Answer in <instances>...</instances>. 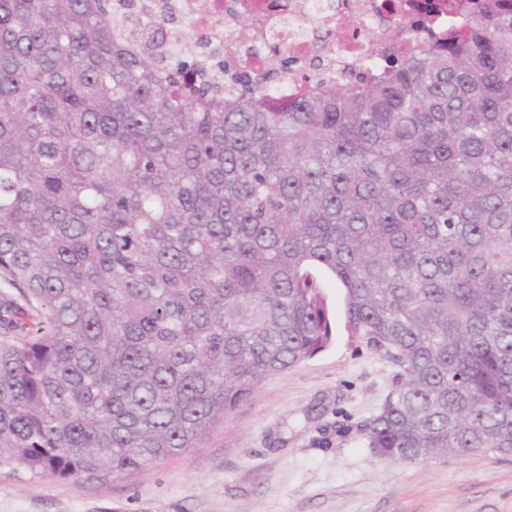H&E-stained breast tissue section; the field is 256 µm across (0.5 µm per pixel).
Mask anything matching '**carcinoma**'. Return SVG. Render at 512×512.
Instances as JSON below:
<instances>
[{
  "instance_id": "cac0c4a2",
  "label": "carcinoma",
  "mask_w": 512,
  "mask_h": 512,
  "mask_svg": "<svg viewBox=\"0 0 512 512\" xmlns=\"http://www.w3.org/2000/svg\"><path fill=\"white\" fill-rule=\"evenodd\" d=\"M287 104L155 48L172 17L0 0V471L131 475L349 335L392 462L512 455V0Z\"/></svg>"
}]
</instances>
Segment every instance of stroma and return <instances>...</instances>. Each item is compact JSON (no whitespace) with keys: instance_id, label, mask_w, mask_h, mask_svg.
Masks as SVG:
<instances>
[{"instance_id":"1","label":"stroma","mask_w":512,"mask_h":512,"mask_svg":"<svg viewBox=\"0 0 512 512\" xmlns=\"http://www.w3.org/2000/svg\"><path fill=\"white\" fill-rule=\"evenodd\" d=\"M396 366L337 330L266 379L203 444L134 475L79 483L0 472V512H512V456L386 462L357 424Z\"/></svg>"}]
</instances>
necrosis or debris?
Here are the masks:
<instances>
[{"instance_id":"necrosis-or-debris-1","label":"necrosis or debris","mask_w":512,"mask_h":512,"mask_svg":"<svg viewBox=\"0 0 512 512\" xmlns=\"http://www.w3.org/2000/svg\"><path fill=\"white\" fill-rule=\"evenodd\" d=\"M153 2L193 32L217 31L225 87L248 75L279 100L338 78L351 84L387 56H410L448 24L447 13L423 11V0H254L245 12L233 0Z\"/></svg>"}]
</instances>
